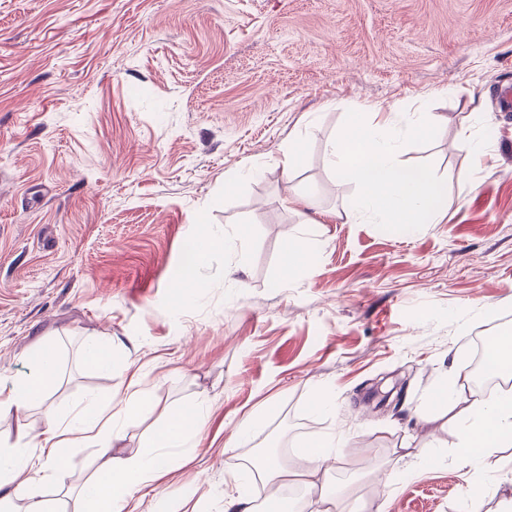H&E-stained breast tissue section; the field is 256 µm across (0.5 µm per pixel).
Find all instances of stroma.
I'll list each match as a JSON object with an SVG mask.
<instances>
[{
    "label": "stroma",
    "instance_id": "1",
    "mask_svg": "<svg viewBox=\"0 0 512 512\" xmlns=\"http://www.w3.org/2000/svg\"><path fill=\"white\" fill-rule=\"evenodd\" d=\"M507 84L512 0H0V377L44 342L59 415L133 379L162 408L206 400L194 453L158 484L166 512H222L254 448L284 438L291 466L318 435L343 436L331 475L368 507L461 512L476 474L418 414L442 380L469 386L476 336L512 331ZM379 104L430 113L404 157L447 180V210L405 232L317 223L354 194L327 143ZM292 190L318 211L286 206ZM212 231L236 246L176 307L184 246ZM292 242L311 260L287 275ZM89 336L113 342L111 373L83 367ZM250 413L259 432L225 449ZM424 454L441 463L420 474ZM95 456L70 449L39 494L81 512Z\"/></svg>",
    "mask_w": 512,
    "mask_h": 512
}]
</instances>
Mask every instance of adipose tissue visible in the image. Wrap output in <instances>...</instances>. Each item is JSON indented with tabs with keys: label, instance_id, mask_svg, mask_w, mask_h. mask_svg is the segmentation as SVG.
I'll return each mask as SVG.
<instances>
[{
	"label": "adipose tissue",
	"instance_id": "ef3b65f1",
	"mask_svg": "<svg viewBox=\"0 0 512 512\" xmlns=\"http://www.w3.org/2000/svg\"><path fill=\"white\" fill-rule=\"evenodd\" d=\"M373 116L376 134H359L361 118L354 113L348 117L345 131L327 147L337 183L356 189L355 197L341 211L333 212V219H375L403 229L428 223L447 207L448 184L426 166L403 161L401 149L404 141L418 139L423 131L431 129L430 119L410 125L404 138L398 139L387 131L393 108H377ZM224 247L225 241L218 235L187 243L177 292L179 304L194 299L200 286L198 269ZM29 359L30 373L16 377L10 386H0V413L39 407L47 426L36 435L22 424L12 433L0 431V506L24 496L29 501L28 512H50L35 488L49 480L51 467L77 440L84 439L98 450L95 472L78 490L84 512H134L132 503L137 494L169 472L172 451L185 447L188 439L199 435L207 423L204 402L169 409L161 415L147 446L116 453V446L125 438V420L152 409L150 393L138 388L108 396L94 395L70 418H62L50 405L58 383L53 348L38 345ZM437 392V407L449 411L448 425L457 432L454 456L460 467L474 466L478 458L493 449L512 447V394L473 399L457 387L444 384ZM336 446L332 438L314 439L296 451L304 459V466L291 469L269 461L258 475L271 487L279 489L294 483L303 488L306 498L295 504V512H365V504L352 498L347 487L328 481V461Z\"/></svg>",
	"mask_w": 512,
	"mask_h": 512
}]
</instances>
